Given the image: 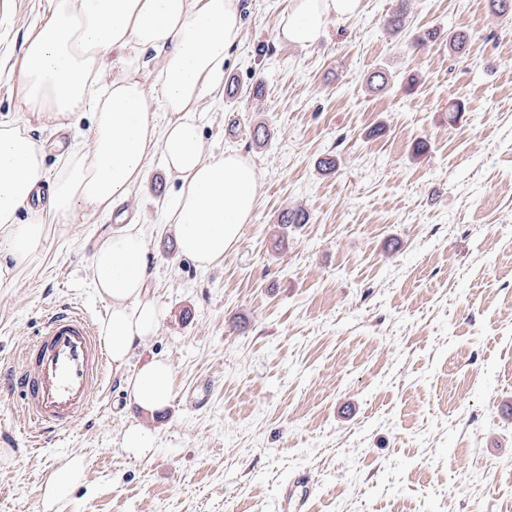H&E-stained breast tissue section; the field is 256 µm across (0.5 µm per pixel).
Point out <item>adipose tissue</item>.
<instances>
[{
    "instance_id": "ef3b65f1",
    "label": "adipose tissue",
    "mask_w": 512,
    "mask_h": 512,
    "mask_svg": "<svg viewBox=\"0 0 512 512\" xmlns=\"http://www.w3.org/2000/svg\"><path fill=\"white\" fill-rule=\"evenodd\" d=\"M361 0H289L279 35L308 46L329 17L356 13ZM239 0H52L49 16L26 35L11 70L24 121L0 119V280L43 252L49 227L76 213L106 215L127 199L161 156L177 188L165 219L179 228V251L201 268L220 263L255 216L257 180L244 156L205 155L199 104L222 88L224 65L239 42ZM161 59V99L152 105L136 73L104 81L109 55L135 65L144 51ZM171 118L159 122L158 111ZM91 112L89 147H74L58 169L26 124L44 126ZM51 194L34 204L43 184ZM90 283L110 302L99 337L116 367L135 342L157 335L163 309L147 292L150 271L142 225L113 228L89 263ZM126 390L143 410L172 397V371L155 359L135 370ZM85 471L83 458H66L42 489L45 512H57Z\"/></svg>"
}]
</instances>
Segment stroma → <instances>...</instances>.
<instances>
[{
	"instance_id": "obj_1",
	"label": "stroma",
	"mask_w": 512,
	"mask_h": 512,
	"mask_svg": "<svg viewBox=\"0 0 512 512\" xmlns=\"http://www.w3.org/2000/svg\"><path fill=\"white\" fill-rule=\"evenodd\" d=\"M241 6L224 66L237 92L202 101L201 131L206 154L252 163L254 220L210 268L165 252L174 187L150 160L117 214L145 228L161 329L63 441L28 449L17 398L0 396V512H42L48 474L73 455L86 471L60 512H271L300 473L309 512H512V20L491 0H407L396 34L397 0H361L301 47L277 38L286 0ZM49 9L0 0L1 118L15 115L7 69ZM460 28L462 55L449 46ZM375 71L389 78L379 91ZM89 126L27 130L53 167ZM292 210L307 223L280 224ZM114 225H50L45 250L0 287V363L53 303L104 318L89 261ZM154 359L173 370L165 424L125 390ZM132 424L156 436L145 457L122 446Z\"/></svg>"
}]
</instances>
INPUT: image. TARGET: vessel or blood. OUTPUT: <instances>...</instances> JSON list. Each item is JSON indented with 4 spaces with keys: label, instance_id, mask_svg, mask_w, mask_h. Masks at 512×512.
Here are the masks:
<instances>
[{
    "label": "vessel or blood",
    "instance_id": "vessel-or-blood-1",
    "mask_svg": "<svg viewBox=\"0 0 512 512\" xmlns=\"http://www.w3.org/2000/svg\"><path fill=\"white\" fill-rule=\"evenodd\" d=\"M106 374L107 357L94 323L81 309L59 303L44 315L18 366L0 371V393L19 397L40 442L47 443L87 412ZM293 485L274 512H306L305 475H297Z\"/></svg>",
    "mask_w": 512,
    "mask_h": 512
}]
</instances>
